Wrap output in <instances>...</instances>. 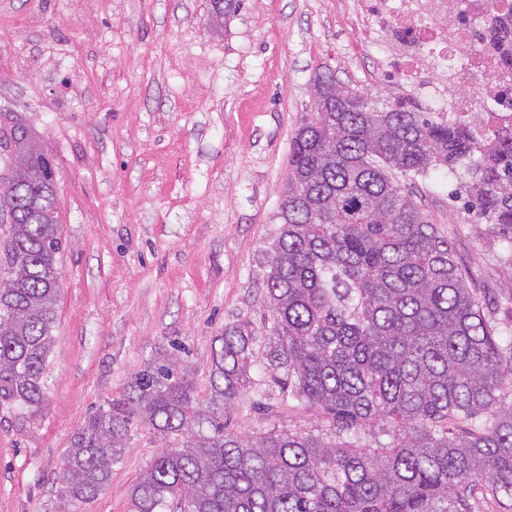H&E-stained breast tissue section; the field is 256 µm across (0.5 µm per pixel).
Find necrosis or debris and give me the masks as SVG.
Here are the masks:
<instances>
[{"mask_svg":"<svg viewBox=\"0 0 512 512\" xmlns=\"http://www.w3.org/2000/svg\"><path fill=\"white\" fill-rule=\"evenodd\" d=\"M509 6L512 0H355L346 22L365 49L386 48L389 69L412 96L442 99L441 79L453 77L448 118L466 119L479 99L496 128L512 124V99L501 92L506 75L481 34L490 15Z\"/></svg>","mask_w":512,"mask_h":512,"instance_id":"4bbe7bcc","label":"necrosis or debris"}]
</instances>
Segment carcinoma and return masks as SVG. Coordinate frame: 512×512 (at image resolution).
<instances>
[{
  "instance_id": "1",
  "label": "carcinoma",
  "mask_w": 512,
  "mask_h": 512,
  "mask_svg": "<svg viewBox=\"0 0 512 512\" xmlns=\"http://www.w3.org/2000/svg\"><path fill=\"white\" fill-rule=\"evenodd\" d=\"M485 36L507 48L512 15ZM315 111L288 151V195L267 261L269 335L224 325L211 345V400L254 385L263 341L281 401L319 409L324 438L233 430L195 391L193 368L156 353L122 395L73 432L60 496L96 498L133 426L166 446L131 489L133 512H472L512 507V341L466 284L454 247L400 178L466 174L469 208L512 244V126L491 136L413 103L376 101L316 74ZM0 202V411H36L56 323L62 241L52 164L26 131L5 145ZM390 438L373 447L363 435Z\"/></svg>"
}]
</instances>
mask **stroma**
Masks as SVG:
<instances>
[{
    "instance_id": "1",
    "label": "stroma",
    "mask_w": 512,
    "mask_h": 512,
    "mask_svg": "<svg viewBox=\"0 0 512 512\" xmlns=\"http://www.w3.org/2000/svg\"><path fill=\"white\" fill-rule=\"evenodd\" d=\"M344 2L242 0L217 25L209 0H0V134L26 128L52 160L62 240L44 401L0 413V512H62L73 431L170 341L206 399L225 324L267 335L266 261L316 73L383 101L403 93L342 23ZM455 187L434 172L413 192L510 339L512 245L486 236ZM225 417L254 436L329 428L318 411H259L247 395ZM162 448L133 430L106 489L76 512H131Z\"/></svg>"
}]
</instances>
